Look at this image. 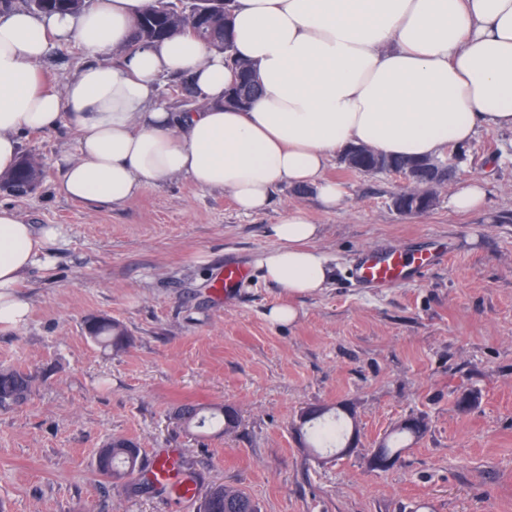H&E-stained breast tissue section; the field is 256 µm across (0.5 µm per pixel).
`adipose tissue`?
<instances>
[{"label": "adipose tissue", "instance_id": "1", "mask_svg": "<svg viewBox=\"0 0 512 512\" xmlns=\"http://www.w3.org/2000/svg\"><path fill=\"white\" fill-rule=\"evenodd\" d=\"M148 0H93L79 13L0 14V175L14 170L25 132L73 125L76 159L60 190L92 206L133 198L144 181L184 177L228 191L246 215L265 211L281 183L313 187L325 210L345 191L326 179L329 158L351 145L427 158L468 143L478 126L512 130V0H232L234 49L261 85L247 109L224 103L234 80L202 41L132 45ZM80 42L90 64L48 91L36 64L51 42ZM125 50L121 66L103 60ZM189 78L202 101L171 112L156 79ZM300 207L270 225L275 246L257 266L291 297L330 280ZM60 235L0 205V329L26 324L18 288Z\"/></svg>", "mask_w": 512, "mask_h": 512}]
</instances>
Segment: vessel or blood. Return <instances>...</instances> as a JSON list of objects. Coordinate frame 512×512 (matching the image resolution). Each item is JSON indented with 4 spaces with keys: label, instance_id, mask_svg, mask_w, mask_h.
<instances>
[{
    "label": "vessel or blood",
    "instance_id": "vessel-or-blood-1",
    "mask_svg": "<svg viewBox=\"0 0 512 512\" xmlns=\"http://www.w3.org/2000/svg\"><path fill=\"white\" fill-rule=\"evenodd\" d=\"M432 255L423 253L413 261H406L396 251L363 252L360 261L350 271V280L358 287H386L404 283L422 276L434 263ZM150 474L156 476L176 495L195 496L197 486L181 474L177 468V452L169 449L154 456L148 465Z\"/></svg>",
    "mask_w": 512,
    "mask_h": 512
}]
</instances>
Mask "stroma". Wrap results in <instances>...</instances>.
Here are the masks:
<instances>
[{"mask_svg":"<svg viewBox=\"0 0 512 512\" xmlns=\"http://www.w3.org/2000/svg\"><path fill=\"white\" fill-rule=\"evenodd\" d=\"M76 42H56L38 68L48 88L88 63ZM77 133L63 125L21 138L44 177L0 204L28 224H53L51 261L21 286L27 324L0 329V368L34 378L28 400L0 407V512H198L199 502L159 488L127 496L95 467L112 437L134 440L142 462L179 451L200 491L224 484L260 512H512V130L480 128L441 154L449 186L488 184L484 211L449 210L440 192L427 213L391 205L408 183L362 174L332 157L325 175L343 184L336 210L313 189L280 185L262 213L239 212L223 190L185 178L145 182L125 203L96 210L59 190L63 156ZM302 206L321 227L315 246L333 278L321 292L288 299L266 283L257 257L274 247L269 225ZM444 253L424 278L392 288L347 281L363 250ZM247 275L222 289L224 270ZM292 302L289 325L266 318ZM119 323L128 342L105 348L84 320ZM476 402H456L466 392ZM236 409L232 431L185 429L182 403ZM345 406L358 440L330 459L303 448L302 409ZM421 417L425 435L388 471L368 459L398 422Z\"/></svg>","mask_w":512,"mask_h":512,"instance_id":"1","label":"stroma"}]
</instances>
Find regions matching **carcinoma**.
Here are the masks:
<instances>
[{
  "label": "carcinoma",
  "mask_w": 512,
  "mask_h": 512,
  "mask_svg": "<svg viewBox=\"0 0 512 512\" xmlns=\"http://www.w3.org/2000/svg\"><path fill=\"white\" fill-rule=\"evenodd\" d=\"M85 0H27L30 9L40 12H76L84 6ZM188 17L171 10L169 16L156 23V28L146 30L135 26L134 40L148 41L153 39L157 31L170 26L175 30H183L185 35H194V38L204 42L215 50L224 53L225 62L236 66L240 73L239 84L231 90L241 104L246 108L259 91L258 76L255 67L247 62L235 58L231 40L232 18L223 9L214 8V14L206 18L199 26L197 33H192L185 26ZM43 175L41 165L33 158L26 156L19 161L12 173L0 178L4 186L20 187L39 183ZM87 333L96 342L106 348H120L127 341L125 332L119 324L112 320L90 315L85 320ZM33 383V377L11 369H0V406H13L27 400ZM177 417L187 425L202 429L217 427L222 431L235 428L236 421L231 419L226 406H212L198 403H185L177 409ZM352 415L340 417L330 408H322L317 413L304 420L299 426L300 435L304 439L305 447L312 451L319 448H336L341 439L347 437L350 431ZM426 432V428L401 423L394 427L379 444L380 450L389 454L400 455L406 448V441L418 439ZM98 473L111 484L121 487L127 493L134 495L142 488V482L137 478L141 474L139 449L127 447V441L116 436L98 454ZM199 512H258L254 500L244 491L224 485L212 486L203 497Z\"/></svg>",
  "instance_id": "cac0c4a2"
}]
</instances>
